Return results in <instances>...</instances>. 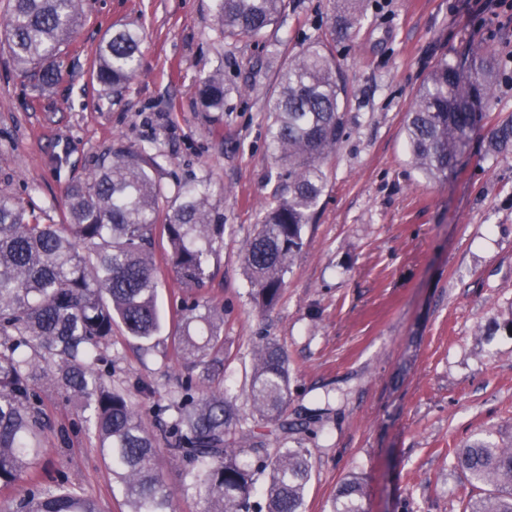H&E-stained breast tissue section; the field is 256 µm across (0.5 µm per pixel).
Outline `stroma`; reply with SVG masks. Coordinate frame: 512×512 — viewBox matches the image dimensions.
<instances>
[{"label":"stroma","instance_id":"obj_1","mask_svg":"<svg viewBox=\"0 0 512 512\" xmlns=\"http://www.w3.org/2000/svg\"><path fill=\"white\" fill-rule=\"evenodd\" d=\"M213 0H83L84 20L65 47L57 85L41 90L0 40V191L21 197L46 224L61 221L67 184L85 180L104 153L154 144L150 173L162 208L179 187L209 181L224 235L213 277L186 288L160 266L165 319L154 348L114 326L106 353L114 388L130 393L147 425L180 394L185 369L171 353L176 311L195 300L223 307V365L197 393L223 391L253 431L248 385L258 346L288 356L286 417L320 416L309 449L304 512H330L347 476L362 479L368 512H462L472 486L454 456L467 441L512 443V153L472 136L457 173L429 180L411 164L406 116L432 67L485 47L498 73L484 124L512 116V10L487 0H360L361 22L331 34L334 0H288L265 41L223 38ZM141 28L139 69L120 97L93 70L118 25ZM324 42L344 86L345 129L326 160L324 189L278 301L258 314L243 253L280 182L266 103L289 59ZM223 71L220 112L204 111L200 77ZM53 424L35 466L42 485L65 480L102 512H129L94 434L53 381L41 384ZM174 512H203L183 463L159 449Z\"/></svg>","mask_w":512,"mask_h":512}]
</instances>
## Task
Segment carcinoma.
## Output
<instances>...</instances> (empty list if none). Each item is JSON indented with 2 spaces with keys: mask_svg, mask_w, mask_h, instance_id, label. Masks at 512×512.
<instances>
[{
  "mask_svg": "<svg viewBox=\"0 0 512 512\" xmlns=\"http://www.w3.org/2000/svg\"><path fill=\"white\" fill-rule=\"evenodd\" d=\"M357 0H342L339 26L360 23ZM285 0H214L215 26L225 38L258 42L277 23ZM82 0H11L0 17L14 64L43 88L58 81L60 58L82 25ZM141 30L124 25L97 49L96 79L121 95L139 65ZM496 69L488 51L464 61L441 59L420 87L406 120L412 165L431 179L454 173L471 136L481 131L483 109ZM335 60L323 42L308 45L280 75L279 90L267 104L269 144L285 170L276 205L265 209L243 258L255 308L276 303L285 277L304 245V235L323 192L322 166L345 127ZM203 105L224 111V75L201 81ZM492 152L512 151V119L489 133ZM156 155L143 147L122 148L103 157L86 182L65 190L63 223L44 224L23 200L0 191V490L33 470L50 428L40 392L54 372L58 393L75 402L87 429L97 438L130 506L129 512H172L171 494L155 465L162 441L207 503V512H302L312 462L309 450L288 447V434H316L319 417L295 424L282 419L288 402V360L278 344L257 349L249 395L253 414L273 424L283 442L273 452L244 464L236 438L237 414L224 394L196 395L193 370L223 351L224 309L193 304L180 317L172 349L186 371L174 414L149 429L130 395L112 388L100 365L112 327L120 324L141 346L160 328L157 308L158 259L155 237L167 240L165 260L186 288H201L213 276L209 260L224 235V218L213 216L211 183L182 190L173 211L159 206L161 190L149 167ZM457 466L471 484L493 487L471 498L463 512H512V448L480 438L459 449ZM264 477V509L251 495ZM365 490L357 476L338 490L332 512H366ZM0 512H100L95 499L71 487L31 489Z\"/></svg>",
  "mask_w": 512,
  "mask_h": 512,
  "instance_id": "cac0c4a2",
  "label": "carcinoma"
}]
</instances>
